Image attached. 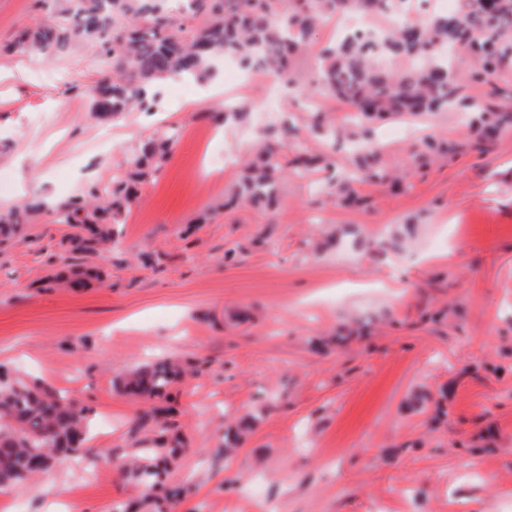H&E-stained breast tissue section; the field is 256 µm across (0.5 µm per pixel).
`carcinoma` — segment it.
Listing matches in <instances>:
<instances>
[{"label":"carcinoma","mask_w":512,"mask_h":512,"mask_svg":"<svg viewBox=\"0 0 512 512\" xmlns=\"http://www.w3.org/2000/svg\"><path fill=\"white\" fill-rule=\"evenodd\" d=\"M406 0H42L44 21L20 30L3 51L17 54L62 55L84 42L98 56L112 61L113 75L97 86L92 111L115 116L131 109L151 112L155 83L181 76L210 78L209 62L231 54L246 70L274 72L295 86L293 68L309 49L310 36L328 18L351 13L403 12ZM196 23L183 37L186 20ZM316 84L337 101L354 107L365 121L409 112H445L463 99L461 71L465 63L474 83H492L512 73V0H462L460 9L419 21L403 19L384 36L351 33L322 46ZM386 57L420 59L421 65L393 69L380 64ZM475 132L512 126V106L489 109L472 100ZM296 129L290 112L280 115L273 132L249 165L241 197L273 205L286 171L280 161L283 144ZM309 132L319 138L337 135L336 127L319 114L310 118ZM174 146L170 131L161 133L141 155L130 160L135 174L112 181L102 194L107 205L89 207L85 200L57 206V223L77 232L69 236L71 251L93 254L116 238L114 226L139 196L146 171L159 170ZM17 211L0 214V243L19 231ZM183 370L171 357L132 369L121 378L122 392L132 398L164 399ZM156 407L137 419L133 432L150 429L154 437L139 442L137 460L126 471L152 495L174 503L184 493L163 484L165 467L180 448L167 435ZM91 410L61 392L0 370V489L12 488L51 470L61 456L86 450Z\"/></svg>","instance_id":"1"}]
</instances>
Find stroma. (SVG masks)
Here are the masks:
<instances>
[{
    "label": "stroma",
    "mask_w": 512,
    "mask_h": 512,
    "mask_svg": "<svg viewBox=\"0 0 512 512\" xmlns=\"http://www.w3.org/2000/svg\"><path fill=\"white\" fill-rule=\"evenodd\" d=\"M43 15L39 0H0V42ZM333 38L327 23L313 33L298 95L219 69L156 113L107 120L90 107L112 65L93 49L0 56V173L14 179L0 212L34 206L0 246V365L93 410L87 452L0 492V512H155L119 469L146 404L112 382L167 354L195 369L173 388L189 449L167 484L193 491L172 512H248L256 494L276 512H512V128L482 152L461 106L369 124L406 185L355 181L346 202L327 171L298 168L327 149L300 129L278 205H224L271 113L302 126L318 108L350 125L351 106L312 81ZM218 84L252 103L248 120L209 145L176 142L89 285L48 287L72 232L57 204L125 172L166 126L214 127ZM425 139L453 151L419 157ZM208 146L229 159L209 178Z\"/></svg>",
    "instance_id": "obj_1"
}]
</instances>
